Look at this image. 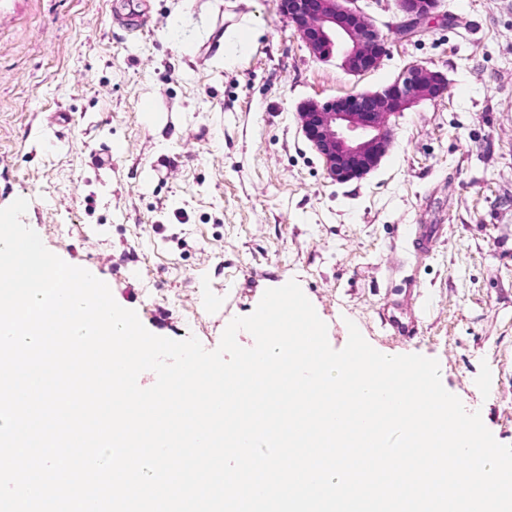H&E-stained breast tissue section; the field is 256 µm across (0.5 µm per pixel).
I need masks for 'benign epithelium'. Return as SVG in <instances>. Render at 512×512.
<instances>
[{
	"label": "benign epithelium",
	"instance_id": "benign-epithelium-1",
	"mask_svg": "<svg viewBox=\"0 0 512 512\" xmlns=\"http://www.w3.org/2000/svg\"><path fill=\"white\" fill-rule=\"evenodd\" d=\"M358 0H278V12L316 59L335 54L343 67L362 74L376 69L388 50L384 38ZM403 20L398 32L415 33L417 22L440 15L443 0H396ZM448 90L446 77L422 65L403 69L390 85L320 102L305 100L297 115L302 133L337 183L361 180L380 165L391 145L389 117L411 104Z\"/></svg>",
	"mask_w": 512,
	"mask_h": 512
}]
</instances>
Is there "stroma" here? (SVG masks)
Segmentation results:
<instances>
[{
    "instance_id": "stroma-1",
    "label": "stroma",
    "mask_w": 512,
    "mask_h": 512,
    "mask_svg": "<svg viewBox=\"0 0 512 512\" xmlns=\"http://www.w3.org/2000/svg\"><path fill=\"white\" fill-rule=\"evenodd\" d=\"M139 2L0 0V208L26 197L49 251L109 281L152 334L209 351L217 306L246 316L296 280L333 349L353 323L381 353L437 359L444 388L512 445V0H445L411 38L394 0H362L389 49L362 75L313 58L276 0H152L133 32L120 18ZM415 64L447 93L390 116L369 176L328 179L297 105ZM410 226L442 235L434 255L413 256ZM409 296L417 330L399 341L379 314Z\"/></svg>"
}]
</instances>
